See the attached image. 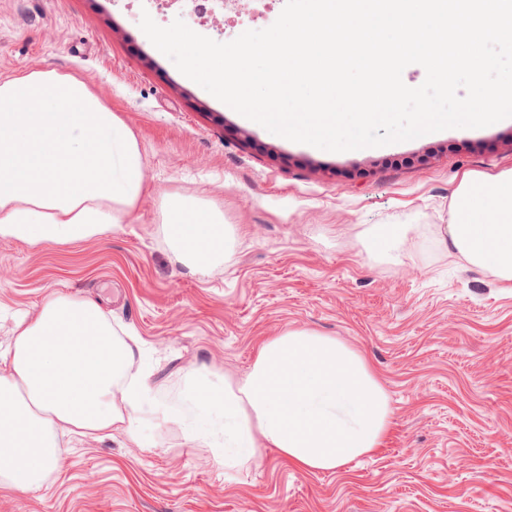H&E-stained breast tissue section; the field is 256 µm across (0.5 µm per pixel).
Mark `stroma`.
<instances>
[{"label":"stroma","mask_w":512,"mask_h":512,"mask_svg":"<svg viewBox=\"0 0 512 512\" xmlns=\"http://www.w3.org/2000/svg\"><path fill=\"white\" fill-rule=\"evenodd\" d=\"M285 0H0V81L54 70L84 81L136 135L149 194L123 229L82 243L0 237V345L46 298L96 300L138 340L157 396L180 406L206 372L243 376L289 329L368 359L393 424L334 472L274 450L226 481L181 422L146 419L150 445L62 440L63 466L34 491L0 484V512H512V288L442 248L462 176L512 171V120L451 128L383 150L330 152L270 135L185 80L139 26L182 19L225 43L271 26ZM219 207L236 230L207 275L174 262L159 199ZM407 225L393 256L367 233Z\"/></svg>","instance_id":"obj_1"}]
</instances>
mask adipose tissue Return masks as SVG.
Listing matches in <instances>:
<instances>
[{"label":"adipose tissue","mask_w":512,"mask_h":512,"mask_svg":"<svg viewBox=\"0 0 512 512\" xmlns=\"http://www.w3.org/2000/svg\"><path fill=\"white\" fill-rule=\"evenodd\" d=\"M135 134L76 77L31 71L0 82V237L85 241L121 229L147 192ZM162 231L175 262L204 274L224 265L235 233L223 212L167 195ZM438 242L512 284V171L464 177ZM134 336L93 300L53 296L21 319L0 349V481L43 486L61 468V437L113 435L141 443L151 402ZM189 406L221 419L198 443L231 475L272 448L313 473L372 453L393 421L367 359L335 337L289 330L264 341L249 371L199 379Z\"/></svg>","instance_id":"1"}]
</instances>
